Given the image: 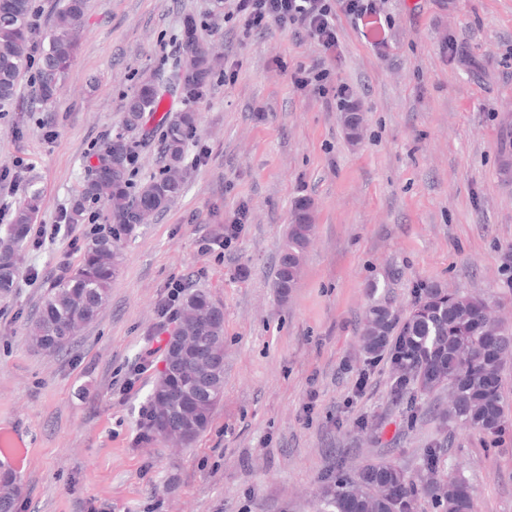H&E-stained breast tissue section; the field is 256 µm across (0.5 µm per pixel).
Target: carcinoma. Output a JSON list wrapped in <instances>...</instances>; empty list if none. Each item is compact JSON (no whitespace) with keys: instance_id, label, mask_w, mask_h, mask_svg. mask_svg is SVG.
Wrapping results in <instances>:
<instances>
[{"instance_id":"cac0c4a2","label":"carcinoma","mask_w":512,"mask_h":512,"mask_svg":"<svg viewBox=\"0 0 512 512\" xmlns=\"http://www.w3.org/2000/svg\"><path fill=\"white\" fill-rule=\"evenodd\" d=\"M86 0H64L45 35L40 54L37 97L56 101L81 40ZM32 0H0V112L13 111L17 79L32 57L29 18ZM182 57L155 79L140 85L124 105V125L142 127L145 114L159 111L165 92H175L193 103L201 99L216 73L219 57L202 45L197 25L187 18L181 30ZM342 121L349 137L357 139L363 119L345 112ZM166 127L161 176L143 181L130 191L131 173L138 157L126 138L106 142L88 164V177L80 195L64 217L68 224L84 219L86 204L107 205L108 231L89 239L82 260L72 273L59 279L45 294L37 316L28 327L34 347L48 355L67 349L76 330L96 320L109 298L118 272L124 243L142 225V213L158 215L168 209L185 189V159L189 141L197 131V115L191 109L174 121L162 117ZM41 192L32 188L0 235V293L8 295L16 283L21 252L29 242V229L41 206ZM311 203L295 204L288 234L280 250L275 288L280 300L294 288L303 254L311 243L314 224ZM362 350L369 358L385 357L402 370V380L392 382L394 399L406 402L415 417L417 399L452 385V406L439 411L446 424L460 422L493 438L504 422L502 370L512 357V330L494 316L486 300L452 293L433 284L418 289L405 317L387 303L372 304L365 314ZM224 396V311L199 290L187 296L179 310L178 327L167 345L165 369L149 399V428L159 437L183 444L195 441L206 428L216 404ZM444 447L422 451L417 479H411L394 463L364 464L353 475L331 479L319 493L317 512H415L419 493L429 494L444 512H476L475 491L463 478L448 480L443 494L436 492L443 477ZM22 484L9 471L0 473V512H14Z\"/></svg>"}]
</instances>
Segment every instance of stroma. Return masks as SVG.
I'll return each mask as SVG.
<instances>
[{"mask_svg": "<svg viewBox=\"0 0 512 512\" xmlns=\"http://www.w3.org/2000/svg\"><path fill=\"white\" fill-rule=\"evenodd\" d=\"M387 47L337 16V52L278 25L245 32L230 0H86L84 37L50 105L36 62L18 78L20 111L0 112V208L29 184L56 241L29 247L0 296V428L28 449L16 512H315L337 470L389 461L416 475L443 443L445 474L463 476L476 512H512V360L502 371L506 429L492 444L442 425L448 391L415 419L390 394L387 359H366L373 301L409 312L438 284L493 304L512 328V0H377ZM214 44L222 70L196 102L181 198L125 249L106 306L69 348L48 356L27 329L62 271L105 232L103 203L62 224L87 159L123 130L135 89L183 53L184 17ZM324 60L364 123L351 142L332 90L297 89ZM315 232L286 302L277 257L299 197ZM223 256L202 254L241 206ZM224 310V397L191 444L149 437L145 411L168 332L171 280Z\"/></svg>", "mask_w": 512, "mask_h": 512, "instance_id": "obj_1", "label": "stroma"}]
</instances>
